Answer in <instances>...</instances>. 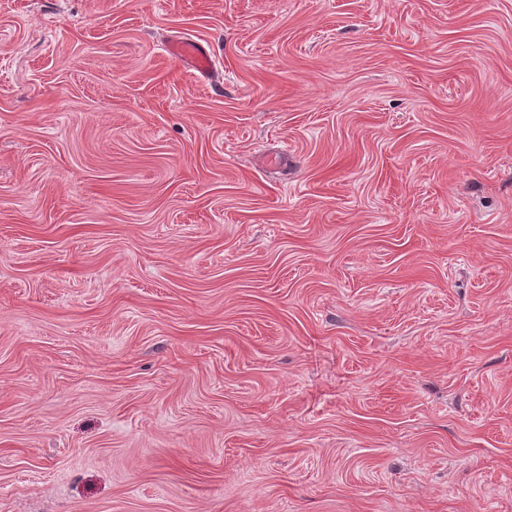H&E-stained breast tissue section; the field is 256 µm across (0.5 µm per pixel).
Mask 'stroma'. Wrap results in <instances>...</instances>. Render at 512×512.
I'll return each instance as SVG.
<instances>
[{
  "mask_svg": "<svg viewBox=\"0 0 512 512\" xmlns=\"http://www.w3.org/2000/svg\"><path fill=\"white\" fill-rule=\"evenodd\" d=\"M0 512H512V0H0ZM169 53L191 62L196 77L201 82L211 80L217 73L216 55L202 43L186 39L171 43L165 48Z\"/></svg>",
  "mask_w": 512,
  "mask_h": 512,
  "instance_id": "stroma-1",
  "label": "stroma"
}]
</instances>
